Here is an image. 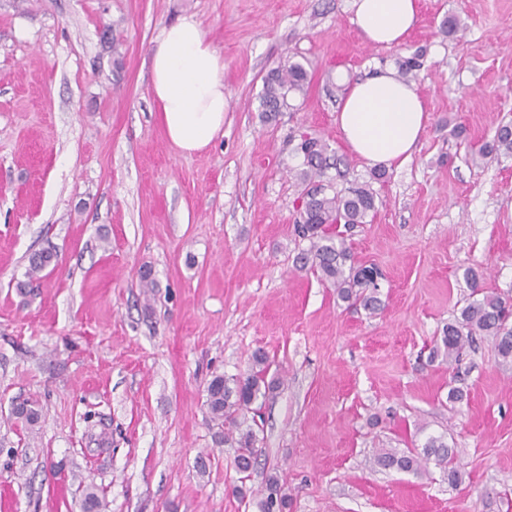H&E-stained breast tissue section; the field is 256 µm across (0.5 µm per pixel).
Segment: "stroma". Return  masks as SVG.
Segmentation results:
<instances>
[{"label": "stroma", "mask_w": 512, "mask_h": 512, "mask_svg": "<svg viewBox=\"0 0 512 512\" xmlns=\"http://www.w3.org/2000/svg\"><path fill=\"white\" fill-rule=\"evenodd\" d=\"M420 4L387 47L352 0H0V512H81L90 485L105 512H259L233 489L271 475L287 512H512V362L486 336L457 363L431 355L466 269L512 295V160L469 158L512 122V0ZM185 15L224 58L227 100L223 136L193 154L167 139L149 72ZM419 50L427 126L373 179L336 125L342 89ZM290 61L309 82L267 120L263 80ZM304 132L343 159L337 187L376 194L347 243L383 274L377 314L295 266ZM44 249L55 265L27 279ZM258 350L280 388L244 481L205 389ZM26 399L29 429L11 414ZM431 437L455 448L456 485L371 465Z\"/></svg>", "instance_id": "1"}]
</instances>
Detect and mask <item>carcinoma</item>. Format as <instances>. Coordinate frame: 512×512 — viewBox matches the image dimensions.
<instances>
[{"label":"carcinoma","instance_id":"cac0c4a2","mask_svg":"<svg viewBox=\"0 0 512 512\" xmlns=\"http://www.w3.org/2000/svg\"><path fill=\"white\" fill-rule=\"evenodd\" d=\"M423 66L421 55L416 54L399 63L398 78L411 83ZM306 68L293 62L271 71L265 78L260 99L261 111L269 119L290 108V94L301 92L307 83ZM295 151L302 156L297 171L305 191L300 198L298 217L294 223L295 235L309 242L296 257V266L312 271L317 278L336 288L338 297L360 305L371 314L381 310L378 273L372 266L358 265L344 237V231L365 223L375 210L376 195L370 185L352 183L337 189L335 179L327 176L331 168L327 145L313 137L300 140ZM481 159H512V124L497 126L492 140L481 144L472 152ZM56 253L42 250L31 256L29 274L36 275L55 262ZM471 293L453 321L443 328L440 338L443 354L448 361L459 360L460 353L476 336L492 338L503 361L512 360V299L478 287L475 271H470ZM268 356L258 350L252 356L249 371L240 376H214L206 388V405L211 420L224 427V442L235 448L234 466L238 473L248 474L253 469L259 442L246 414L258 415L275 396L280 382L268 377ZM13 416L22 424L33 427L40 417L38 405L22 401L13 408ZM434 463L448 481L457 483L460 470L454 449L441 438H431L421 448H380L373 457L374 466L401 472L418 473L427 464ZM260 512H286L288 496L283 492L278 477L270 476L259 490ZM84 512H101L103 502L96 489L82 490Z\"/></svg>","mask_w":512,"mask_h":512}]
</instances>
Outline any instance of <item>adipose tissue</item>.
<instances>
[{"label":"adipose tissue","instance_id":"adipose-tissue-1","mask_svg":"<svg viewBox=\"0 0 512 512\" xmlns=\"http://www.w3.org/2000/svg\"><path fill=\"white\" fill-rule=\"evenodd\" d=\"M354 23L375 45L405 42L419 19V0H352ZM151 87L169 141L199 152L224 131V59L194 16L161 28L150 56ZM428 121L415 85L378 67L350 84L336 113L349 151L371 168L411 159Z\"/></svg>","mask_w":512,"mask_h":512}]
</instances>
